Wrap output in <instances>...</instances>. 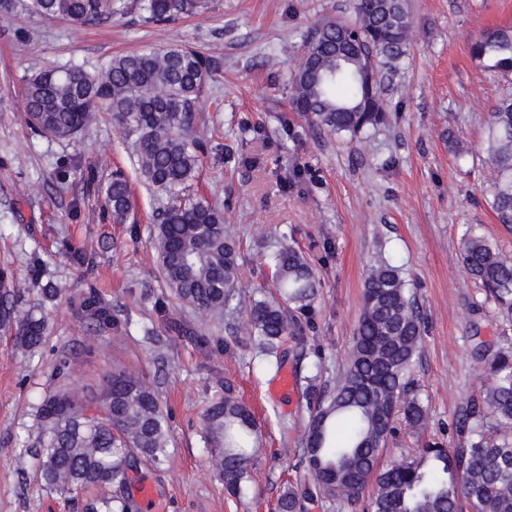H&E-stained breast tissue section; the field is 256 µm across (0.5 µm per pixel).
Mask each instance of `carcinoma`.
<instances>
[{
    "label": "carcinoma",
    "mask_w": 512,
    "mask_h": 512,
    "mask_svg": "<svg viewBox=\"0 0 512 512\" xmlns=\"http://www.w3.org/2000/svg\"><path fill=\"white\" fill-rule=\"evenodd\" d=\"M153 22L208 9V0H138ZM21 9L44 20L101 26L129 9L125 0H0V14ZM356 20L325 21L307 32L304 51L291 72V109L312 130L355 138L387 120L380 104L383 70L405 57L412 16L408 0H357ZM472 58L485 70L512 76V26L480 32ZM219 64L190 47L171 45L113 56L90 71L68 64L48 66L26 79L27 121L37 135L73 139L106 112L122 127L137 179L159 200L154 210L156 247L164 278L175 296L212 318L232 314L239 245L227 230L224 211L191 189L198 183L208 141L197 134V112ZM485 152L495 173L491 206L499 223L512 227V94L489 113ZM105 202L122 223L131 208V185L119 171L105 188ZM463 265L512 322V253L471 235L461 248ZM277 298L246 306L250 335L268 358L286 337L304 335L302 316L318 298L320 281L292 247L272 252ZM0 323L16 325L18 345L33 351L46 331L43 318L15 315L8 272L0 271ZM424 317L413 293L387 260L373 262L364 281L361 312L336 386L323 392L304 429V458L314 492L288 488L280 512H299L301 500L339 497L355 509L368 480L376 491L368 512H512V343L485 357L490 382L480 400L466 405L454 448L430 444L409 460L382 469L379 455L401 420L412 432L427 426L428 409L405 380L419 352ZM96 405L61 382L36 408L40 424V473L60 493L75 487L123 485L142 458L159 464L168 445L167 414L154 389L121 367L101 385ZM217 456L226 492L247 487L258 424L231 386L215 397L202 418ZM88 512H133L124 496H102Z\"/></svg>",
    "instance_id": "1"
}]
</instances>
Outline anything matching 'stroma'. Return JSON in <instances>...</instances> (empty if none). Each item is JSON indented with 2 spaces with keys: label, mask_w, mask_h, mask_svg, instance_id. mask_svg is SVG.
Segmentation results:
<instances>
[{
  "label": "stroma",
  "mask_w": 512,
  "mask_h": 512,
  "mask_svg": "<svg viewBox=\"0 0 512 512\" xmlns=\"http://www.w3.org/2000/svg\"><path fill=\"white\" fill-rule=\"evenodd\" d=\"M126 15L102 27L0 16V268L14 278L16 307L42 305L48 322L35 353L0 326V512H83L91 491L72 500L48 489L22 448L36 445L33 406L68 380L95 392L114 367L142 376L170 414L169 458L139 464L123 491L155 492L135 512H277L288 487L309 482L304 426L316 393L335 386L360 316L364 280L376 258L396 266L425 318L422 346L406 379L429 412L419 434L398 426L381 467L409 459L425 443L452 448L455 423L486 380L477 341L512 337L493 301L467 274L461 246L484 236L512 251V229L499 224L483 153L487 116L512 90V77L479 68L470 44L480 31L512 24V0H409L407 55L386 74L381 100L388 121L359 139L312 132L298 120L284 129L288 78L306 32L328 18L354 19L355 0H212L207 12L157 24L127 0ZM187 44L220 61L200 106L198 132L219 145L203 160L198 191L224 210L240 246L242 299L271 297L268 241L300 251L322 282L303 343L288 341L280 365L266 364L244 313L215 320L177 299L162 274L152 193L133 184L125 223L106 209L102 187L133 161L110 115L76 139L31 133L24 80L50 64L92 68L116 54ZM465 142L458 157L449 136ZM95 252L85 271L65 243ZM57 290L43 300L45 284ZM94 289L116 316L103 325L81 313ZM292 393L273 387L282 370ZM232 384L260 426L246 494L224 490L202 415Z\"/></svg>",
  "instance_id": "35a3bbf8"
}]
</instances>
